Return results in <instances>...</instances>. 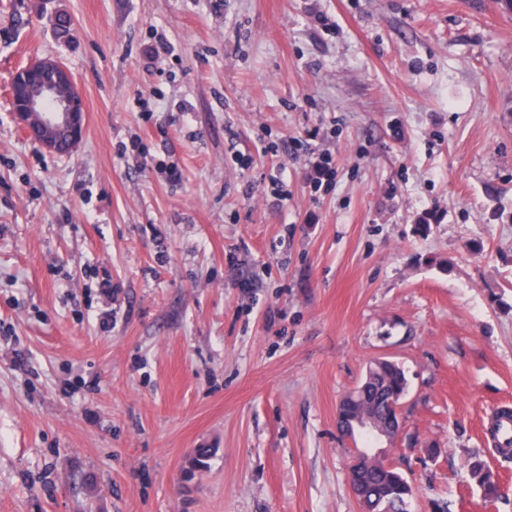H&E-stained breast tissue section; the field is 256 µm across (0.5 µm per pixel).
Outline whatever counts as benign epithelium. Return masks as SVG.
I'll return each mask as SVG.
<instances>
[{
    "label": "benign epithelium",
    "instance_id": "benign-epithelium-1",
    "mask_svg": "<svg viewBox=\"0 0 512 512\" xmlns=\"http://www.w3.org/2000/svg\"><path fill=\"white\" fill-rule=\"evenodd\" d=\"M10 100L20 128L31 134L34 126L46 130L37 143L47 152L60 153L66 147L78 149L85 132V108L71 71L54 57L32 60L11 80ZM367 469V455L355 452L347 466L349 486L360 497L362 472Z\"/></svg>",
    "mask_w": 512,
    "mask_h": 512
}]
</instances>
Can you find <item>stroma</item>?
<instances>
[{
    "mask_svg": "<svg viewBox=\"0 0 512 512\" xmlns=\"http://www.w3.org/2000/svg\"><path fill=\"white\" fill-rule=\"evenodd\" d=\"M44 56L86 109L67 155L13 117ZM378 358L409 512H512V10L0 0V512H362L336 410ZM376 401V413L382 422L390 418L386 403L392 397L400 402L408 392V380L403 369L395 362L385 364L369 389ZM467 466L471 479L481 491L483 497L489 500H497L501 496L498 479L486 462L480 456H471Z\"/></svg>",
    "mask_w": 512,
    "mask_h": 512,
    "instance_id": "stroma-1",
    "label": "stroma"
}]
</instances>
